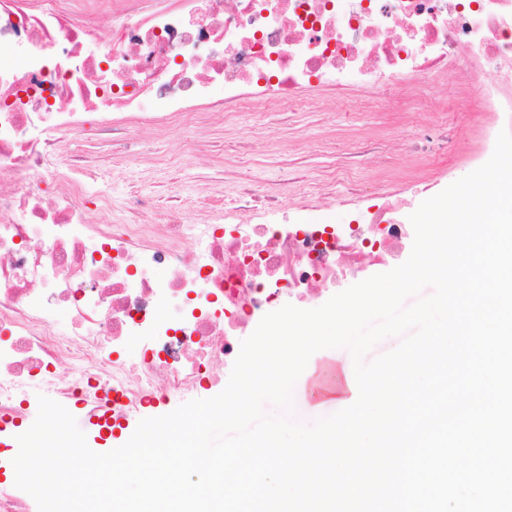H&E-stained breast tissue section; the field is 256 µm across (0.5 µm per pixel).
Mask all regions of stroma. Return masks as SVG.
Instances as JSON below:
<instances>
[{"mask_svg":"<svg viewBox=\"0 0 512 512\" xmlns=\"http://www.w3.org/2000/svg\"><path fill=\"white\" fill-rule=\"evenodd\" d=\"M456 81V73H448L439 88L449 95L454 115L447 123L448 141L462 143L465 150L449 155L443 165L433 162L440 143L438 113L412 103L397 119L391 101L378 98L364 104L353 86L299 89L302 104L291 111L253 109L234 113L229 122L210 114L199 131L177 117L143 123L119 150L111 148L108 135L91 129L65 153L93 159L94 175L100 179L122 171L115 202L137 196L159 211L177 206L191 224L210 218L215 209L232 207L237 185L245 178L281 193L282 205L274 215L278 222L298 217L343 224L348 211L338 201L358 184L381 180L400 192L421 176L449 185L475 170L468 151L478 145L490 118L452 100ZM360 140L388 142L398 159L393 170L383 171L371 154L347 158L345 147ZM287 178L293 181L288 190L282 187ZM326 180L335 199L331 205L320 200Z\"/></svg>","mask_w":512,"mask_h":512,"instance_id":"stroma-1","label":"stroma"}]
</instances>
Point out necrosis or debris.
<instances>
[{
    "mask_svg": "<svg viewBox=\"0 0 512 512\" xmlns=\"http://www.w3.org/2000/svg\"><path fill=\"white\" fill-rule=\"evenodd\" d=\"M112 11L128 21L102 31ZM453 68L456 98L494 117L472 153L487 162L512 132V0H0V430L26 432L42 395L83 423L191 400L251 324L399 262L413 236L408 214L360 202L347 224H188L174 207L141 222L133 198L116 224L91 163L61 160L69 138L276 112L323 85L441 107Z\"/></svg>",
    "mask_w": 512,
    "mask_h": 512,
    "instance_id": "necrosis-or-debris-1",
    "label": "necrosis or debris"
}]
</instances>
